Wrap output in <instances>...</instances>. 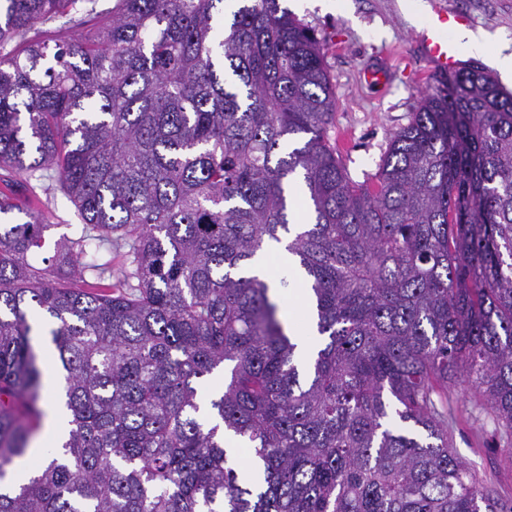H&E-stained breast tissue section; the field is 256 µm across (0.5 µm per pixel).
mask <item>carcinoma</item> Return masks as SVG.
Returning <instances> with one entry per match:
<instances>
[{
    "label": "carcinoma",
    "mask_w": 512,
    "mask_h": 512,
    "mask_svg": "<svg viewBox=\"0 0 512 512\" xmlns=\"http://www.w3.org/2000/svg\"><path fill=\"white\" fill-rule=\"evenodd\" d=\"M87 2L93 40L34 41L79 0H0V216L24 214L0 223V512H501L451 450L448 381L512 439V93L474 60L439 76L359 184L282 0ZM45 177L82 219L65 282L29 262L48 225L16 202ZM279 245L308 296L303 365L245 273ZM105 246L129 265L77 286V253L112 273ZM46 363L66 426L7 482Z\"/></svg>",
    "instance_id": "carcinoma-1"
}]
</instances>
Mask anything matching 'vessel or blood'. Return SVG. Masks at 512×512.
I'll return each instance as SVG.
<instances>
[{"label":"vessel or blood","instance_id":"1","mask_svg":"<svg viewBox=\"0 0 512 512\" xmlns=\"http://www.w3.org/2000/svg\"><path fill=\"white\" fill-rule=\"evenodd\" d=\"M468 25V17L453 9L437 10L430 17L423 50L433 72L445 74L462 66L461 47L453 35Z\"/></svg>","mask_w":512,"mask_h":512}]
</instances>
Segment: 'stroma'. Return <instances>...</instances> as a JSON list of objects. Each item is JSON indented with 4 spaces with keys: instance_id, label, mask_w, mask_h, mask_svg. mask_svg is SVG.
Masks as SVG:
<instances>
[{
    "instance_id": "obj_1",
    "label": "stroma",
    "mask_w": 512,
    "mask_h": 512,
    "mask_svg": "<svg viewBox=\"0 0 512 512\" xmlns=\"http://www.w3.org/2000/svg\"><path fill=\"white\" fill-rule=\"evenodd\" d=\"M428 8L449 7L467 14L477 30L495 39L496 47L512 52V0H425ZM287 6L314 30L336 96L329 129L331 142L352 179L364 182L374 174L390 136L406 126L417 112L423 94L435 78L422 52L424 21H411L400 0H347L338 13L322 11L310 0H287ZM368 67L391 74L387 85L369 86L362 79ZM40 215L48 229L42 248L30 257L44 267L56 253V244L74 237L81 222L77 209L51 179L36 181ZM454 408L451 446L482 487L496 500L512 507V452L497 431L494 417L479 410L477 396L462 377L448 384Z\"/></svg>"
}]
</instances>
